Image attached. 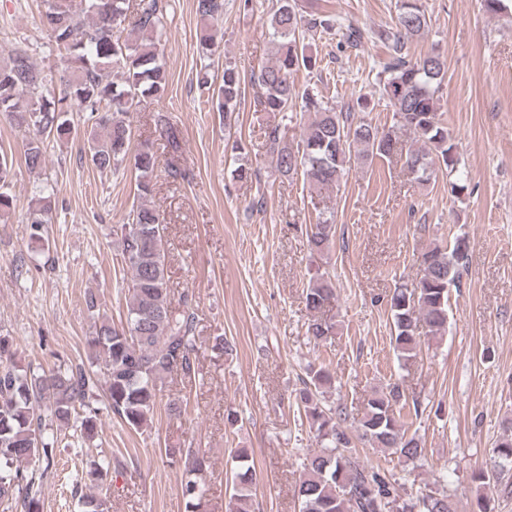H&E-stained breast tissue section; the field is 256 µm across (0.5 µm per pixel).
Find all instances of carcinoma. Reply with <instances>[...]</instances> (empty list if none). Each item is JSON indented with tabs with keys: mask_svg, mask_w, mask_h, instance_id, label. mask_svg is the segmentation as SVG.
Here are the masks:
<instances>
[{
	"mask_svg": "<svg viewBox=\"0 0 512 512\" xmlns=\"http://www.w3.org/2000/svg\"><path fill=\"white\" fill-rule=\"evenodd\" d=\"M200 46L209 54L220 48L217 23L224 16V0H196ZM132 18L133 36L118 34L125 17ZM163 7L159 0H43L41 22L47 45L66 61V67L47 76L26 50L10 51L9 62L0 66V114L22 132L23 156L31 172L46 162L51 141L71 134L70 112H85L91 121L86 131L87 159L100 171L130 166L137 172L138 204L120 225L119 259L130 272L124 324L116 326L99 317L87 337L90 366L50 373L25 370L13 362V340L0 335V499L15 502L23 512H40L41 502L29 476V467L53 464L58 436L47 432V422L59 430L80 423V435L91 439L97 430L96 411L90 397L98 381L112 414L128 428L139 431L151 422L165 379L177 371L185 378L196 374L197 340L194 313L171 308L164 240V217L146 203L154 191L160 164L154 147H131L130 116L141 101L161 95L168 82L162 62ZM320 26L336 30L356 46L367 32L338 18L319 21L305 18L296 0H279L269 18L274 60L264 66L254 82L261 89L258 104L263 112L293 110L301 99L306 117L302 138L294 143L277 124L266 132L269 154L283 177L301 176L313 191L337 188L349 174L351 156L366 165L374 159L398 158L424 185L440 170L457 174L451 192L467 189L463 183L455 138L443 120L440 96L447 77V61L440 53L414 58L407 42L428 30V20L417 0H400L395 25L377 33L392 53L375 85L393 112V123L379 127L368 118L371 98L360 95L341 108L328 105L312 88L299 94L294 74L310 69L316 58L305 43L306 30ZM242 97L241 79L229 65L224 68L212 109L226 115ZM155 125L166 139L171 154L181 150L178 135L166 115ZM416 147L403 149L400 135ZM13 161L0 159V217L14 207L8 188ZM52 195L41 191L29 204L33 236L50 220ZM310 250L323 254L336 236V225L317 219L306 226ZM467 258L465 241L453 246L434 245L424 251L411 280L398 279L386 304L393 324L392 341L397 359L405 364L420 352L419 329L429 339H439L448 328V294L461 285ZM336 301V283L327 271L310 278L305 289L308 310L319 312ZM335 324L314 318L306 335L317 344L334 334ZM334 380L323 366H311L308 381L296 393L310 431L320 449L303 461L296 489L301 512H457L445 490L430 487L405 499L392 482L359 463L347 453L353 437L345 426L348 415L341 405H329L324 388ZM404 394L396 383L372 391L355 431L372 448H386L412 465L422 458L416 435L408 434L397 415ZM494 457L499 471L512 467V419L497 441ZM170 463L182 466L185 480L181 495L186 512H202L207 489L201 474L204 456L191 449H168ZM232 493L226 512H252L254 469L246 450L232 455ZM501 476L479 470L472 481L489 490ZM82 512H107L105 500L89 492L80 496Z\"/></svg>",
	"mask_w": 512,
	"mask_h": 512,
	"instance_id": "1",
	"label": "carcinoma"
}]
</instances>
